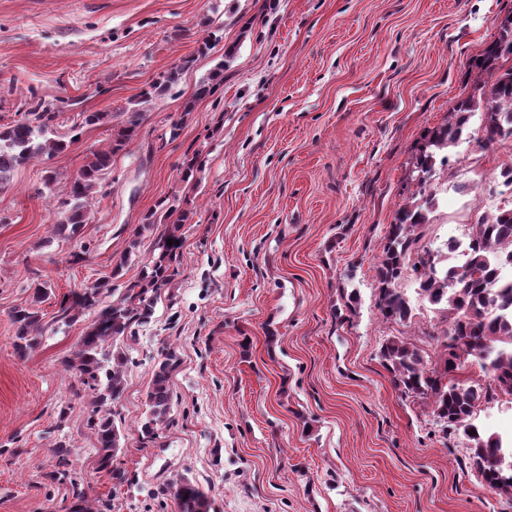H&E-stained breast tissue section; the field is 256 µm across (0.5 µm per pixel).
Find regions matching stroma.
<instances>
[{
	"label": "stroma",
	"mask_w": 512,
	"mask_h": 512,
	"mask_svg": "<svg viewBox=\"0 0 512 512\" xmlns=\"http://www.w3.org/2000/svg\"><path fill=\"white\" fill-rule=\"evenodd\" d=\"M510 13L512 0H0V129L40 105L67 144L0 189V512H74L71 487L48 477L62 437L80 488L109 512H176L167 487L179 476L210 512H512L471 467L463 434H443L428 400L395 388L384 340L406 336L432 356L448 323L408 273L395 286L413 299L412 322L383 320L373 270L417 191L425 136L483 83L472 61ZM207 35L217 45L197 55ZM189 56L172 93L141 103ZM219 62L222 83L194 100ZM136 102L143 121L113 156L87 224L49 243L67 178L108 147ZM86 112L111 119L86 126ZM483 127L474 113L432 178L418 248L465 237L503 202L512 142L483 146ZM191 157L199 168L187 180ZM162 199L189 219L173 281L125 340L113 420L136 482L116 489L98 468L90 398L65 368L95 313L67 326L55 316L123 254L127 278L138 276L172 227L133 235ZM42 282L46 336L21 357L12 311ZM165 347L180 356L172 410L145 443L137 429Z\"/></svg>",
	"instance_id": "35a3bbf8"
}]
</instances>
